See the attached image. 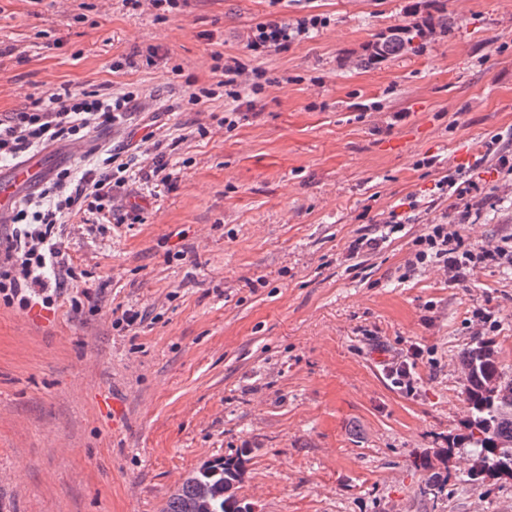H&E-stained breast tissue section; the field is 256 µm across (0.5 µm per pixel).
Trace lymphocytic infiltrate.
I'll list each match as a JSON object with an SVG mask.
<instances>
[{
    "label": "lymphocytic infiltrate",
    "mask_w": 512,
    "mask_h": 512,
    "mask_svg": "<svg viewBox=\"0 0 512 512\" xmlns=\"http://www.w3.org/2000/svg\"><path fill=\"white\" fill-rule=\"evenodd\" d=\"M325 24V18L317 15L289 22L269 19L252 28L245 50L257 60L288 49L309 30ZM219 72L215 86L189 85L185 99L188 105L200 107L217 93H224L234 106L219 118L218 124L231 131L247 117L239 106L243 90L260 94L270 79L264 69L245 68L235 57L225 59ZM139 98L138 90L132 87L110 93L59 87L50 97L35 99L0 119V160L18 159L37 146L82 145L94 129L125 124ZM142 141L155 155L150 170L142 169L138 155L106 147L99 150L81 176L60 169L39 192L20 200L7 218L6 235L0 236L1 304L28 309L38 303L49 310L68 288L73 291L70 306L74 312L97 302V295L81 287L87 272L73 265L66 242L77 228V219L88 213L125 223L123 192L133 179L140 177L157 187L172 186L173 174L165 161L163 142L151 132ZM440 184L453 188L456 201L448 213L413 239L407 271L435 267L444 272L450 283L462 285L469 275L487 266H511V236L469 246L463 235L466 224L474 217L496 207L499 195L484 189L470 172L461 169L443 176Z\"/></svg>",
    "instance_id": "lymphocytic-infiltrate-1"
}]
</instances>
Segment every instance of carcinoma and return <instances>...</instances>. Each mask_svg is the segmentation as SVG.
<instances>
[{"label": "carcinoma", "mask_w": 512, "mask_h": 512, "mask_svg": "<svg viewBox=\"0 0 512 512\" xmlns=\"http://www.w3.org/2000/svg\"><path fill=\"white\" fill-rule=\"evenodd\" d=\"M426 30L444 36L451 32L448 11L440 0L422 23L391 29L360 60L361 65L376 66L403 53ZM459 361L465 373L467 409L462 428L448 439V446L412 462L414 469L428 473L417 495L432 505L448 496L450 486L483 488L512 479V372L500 363L490 339H479L463 349ZM251 453L250 448H239L202 465L170 495L162 512H194L200 501L211 512H251L236 496Z\"/></svg>", "instance_id": "cac0c4a2"}]
</instances>
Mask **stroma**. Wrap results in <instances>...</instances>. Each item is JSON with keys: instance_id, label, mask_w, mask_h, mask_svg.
I'll list each match as a JSON object with an SVG mask.
<instances>
[{"instance_id": "obj_1", "label": "stroma", "mask_w": 512, "mask_h": 512, "mask_svg": "<svg viewBox=\"0 0 512 512\" xmlns=\"http://www.w3.org/2000/svg\"><path fill=\"white\" fill-rule=\"evenodd\" d=\"M428 3L181 0L161 20L122 0H0V119L64 84L131 86L133 120L91 147L182 139L172 189L129 186L140 222L91 214L70 238L74 265L106 284L96 309L0 305V512H161L190 472L245 447L237 496L255 512H512L510 481L451 488L435 509L415 494L413 459L465 417L458 355L474 332L512 369V269L464 286L405 272L412 239L455 201L438 180L475 165L497 181L483 142L512 140V0H447L452 36L360 66ZM308 14L326 26L261 59L272 83L235 130L215 121L224 96L183 105L187 81H216L214 53L244 57L256 23ZM121 57L133 66L113 71ZM392 210L412 215L404 236L350 262ZM510 234L506 203L468 228L473 243ZM119 305L143 325L117 329ZM413 343L409 392L385 365Z\"/></svg>"}]
</instances>
